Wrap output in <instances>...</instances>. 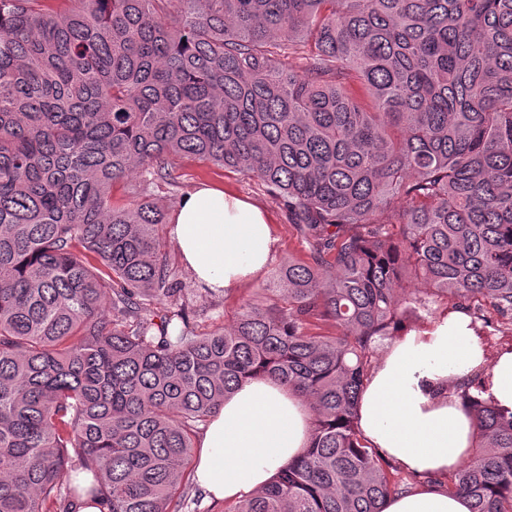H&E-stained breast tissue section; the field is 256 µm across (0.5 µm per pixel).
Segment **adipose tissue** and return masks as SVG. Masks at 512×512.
Masks as SVG:
<instances>
[{
	"label": "adipose tissue",
	"instance_id": "obj_1",
	"mask_svg": "<svg viewBox=\"0 0 512 512\" xmlns=\"http://www.w3.org/2000/svg\"><path fill=\"white\" fill-rule=\"evenodd\" d=\"M169 224L185 269L215 292L259 279L278 244L268 214L209 184L183 195ZM476 375L478 397L511 414L512 349L488 358L464 311L392 340L359 395L358 427L369 446L422 482L388 497L383 512H471L466 499L434 480L468 456L475 424L456 390ZM310 422L308 404L287 386L244 380L198 442L196 484L215 500L249 497L306 447Z\"/></svg>",
	"mask_w": 512,
	"mask_h": 512
}]
</instances>
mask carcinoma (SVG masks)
<instances>
[{"mask_svg": "<svg viewBox=\"0 0 512 512\" xmlns=\"http://www.w3.org/2000/svg\"><path fill=\"white\" fill-rule=\"evenodd\" d=\"M47 2L0 0V512H181L248 377L311 436L231 512H382L410 486L357 402L405 283L512 317V0ZM182 156L258 179L309 245L202 334L151 198ZM462 397L472 452L431 482L512 512V415Z\"/></svg>", "mask_w": 512, "mask_h": 512, "instance_id": "cac0c4a2", "label": "carcinoma"}]
</instances>
